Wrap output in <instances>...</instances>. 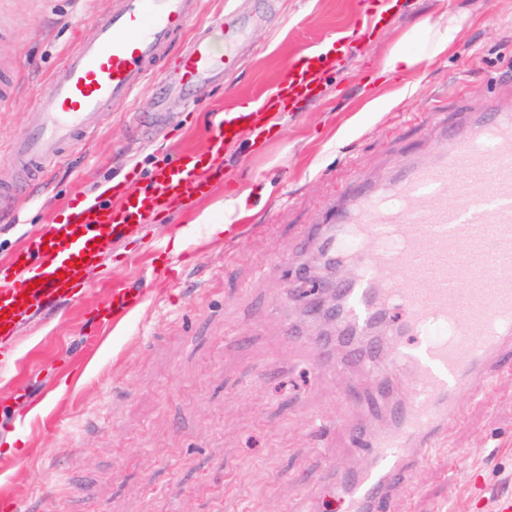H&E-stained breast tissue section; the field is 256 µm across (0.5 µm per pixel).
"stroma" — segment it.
Here are the masks:
<instances>
[{"label":"stroma","instance_id":"stroma-1","mask_svg":"<svg viewBox=\"0 0 512 512\" xmlns=\"http://www.w3.org/2000/svg\"><path fill=\"white\" fill-rule=\"evenodd\" d=\"M366 23L363 0H199L190 28L218 13L272 10L237 69L198 104L150 108L153 74L78 151L29 187L0 198V260L69 202L110 182L140 188L164 151L204 150L209 126L277 83L323 37L346 32L345 53L298 111L270 113L264 133L243 126L224 167L190 215L130 229L75 300L36 307L17 323L16 367L0 370V493L18 512H303L306 495L332 498L325 467L366 468L356 430H387L366 412L376 377L330 372L318 322L296 286L321 248L312 225L334 223L346 187L376 186L406 165L435 162L449 119L512 113V0H397ZM116 0H0V185L13 184V140L39 120L35 98L77 32ZM466 10L448 55L422 62L414 92L381 65L413 24ZM269 185L254 213L216 235L227 195ZM111 279L151 291L148 303L97 330ZM456 467H449V458ZM512 500V368L483 398L459 394L457 418L415 488L383 512H499Z\"/></svg>","mask_w":512,"mask_h":512}]
</instances>
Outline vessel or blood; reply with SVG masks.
<instances>
[{"label": "vessel or blood", "instance_id": "b4317fda", "mask_svg": "<svg viewBox=\"0 0 512 512\" xmlns=\"http://www.w3.org/2000/svg\"><path fill=\"white\" fill-rule=\"evenodd\" d=\"M198 10V0H119L67 53L39 98L38 123L17 137L11 162L44 172L78 148L104 122L114 103L127 101L154 72L168 98L191 103L239 62L238 49L269 13L220 14L198 32L174 67L159 70L164 50ZM339 40L318 43L285 67L276 91L247 112L225 110L211 127L205 150L163 157L147 175L143 192L117 194L109 185L92 199L70 203L52 223L26 234L10 260L0 261V364L8 327L25 310L71 299L84 287L83 267L92 265L131 225L163 212L189 213L185 194L203 192L205 170L221 167L224 144L245 116L274 108L295 111L314 97L318 78L333 63ZM444 161L408 168L378 192H358L356 209L338 213L343 229L374 242L363 253L347 289L345 323L356 332L373 315L396 307L403 314L391 363L411 367L415 392L394 417L389 433L361 439L370 465L348 473L329 467L328 483L340 490L343 512H381L416 482L420 461L448 433L460 391L481 393L491 376L512 363V116L496 114L472 124L465 139L448 138ZM456 191L465 207L449 206ZM111 307L100 324L144 304L146 289L105 281Z\"/></svg>", "mask_w": 512, "mask_h": 512}]
</instances>
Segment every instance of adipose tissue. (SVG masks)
<instances>
[{"label":"adipose tissue","instance_id":"ef3b65f1","mask_svg":"<svg viewBox=\"0 0 512 512\" xmlns=\"http://www.w3.org/2000/svg\"><path fill=\"white\" fill-rule=\"evenodd\" d=\"M464 19V14L459 13L416 23L404 36L402 45L394 47L384 59L383 76L390 80L408 79L422 61L448 52L458 41Z\"/></svg>","mask_w":512,"mask_h":512}]
</instances>
